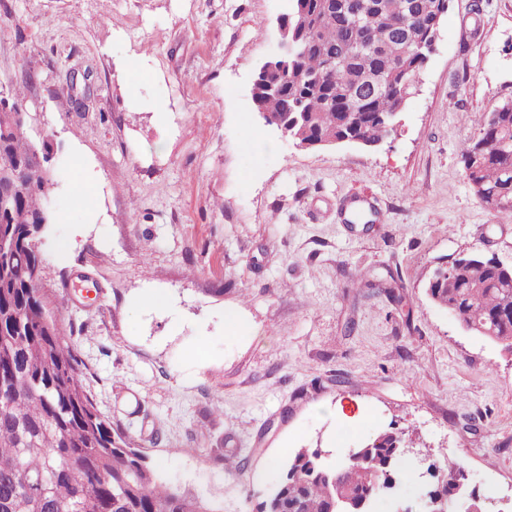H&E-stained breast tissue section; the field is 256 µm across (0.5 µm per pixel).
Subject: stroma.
<instances>
[{
    "label": "stroma",
    "mask_w": 512,
    "mask_h": 512,
    "mask_svg": "<svg viewBox=\"0 0 512 512\" xmlns=\"http://www.w3.org/2000/svg\"><path fill=\"white\" fill-rule=\"evenodd\" d=\"M287 10L0 0V90L34 73L25 132L65 172L39 286L83 387L166 479L219 512H258L280 477L271 461L290 451L337 461L383 432L414 453L381 512H421L426 461L450 458L486 512H512V348L427 293L462 254L512 266V212L485 208L460 163L480 117L512 98V0H453L374 148H298L258 113L252 82ZM83 73L91 92L70 102ZM246 129L271 150L249 147ZM81 166L93 223L75 200ZM148 288L170 308L142 307ZM231 313L250 333H228Z\"/></svg>",
    "instance_id": "obj_1"
}]
</instances>
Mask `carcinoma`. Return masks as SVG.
Here are the masks:
<instances>
[{
    "mask_svg": "<svg viewBox=\"0 0 512 512\" xmlns=\"http://www.w3.org/2000/svg\"><path fill=\"white\" fill-rule=\"evenodd\" d=\"M305 18L289 20L288 67L270 73L256 97L290 140L315 144L356 137L377 143L390 134L391 114L409 94L428 57L421 42L440 0H360L356 25L339 0H306ZM22 126L0 128V163L19 164L0 179V512H216L202 498L163 478L128 437L98 414L79 379L59 325V310L34 286L44 260L40 232L57 185ZM460 162L471 189L489 210L512 211V101L487 114L480 135L466 141ZM431 299L469 329L512 347V268L464 256ZM404 457L390 437L363 456L331 464L319 448H299L262 502L261 512H368L391 496ZM464 478L453 459L432 491L450 495Z\"/></svg>",
    "mask_w": 512,
    "mask_h": 512,
    "instance_id": "1",
    "label": "carcinoma"
}]
</instances>
